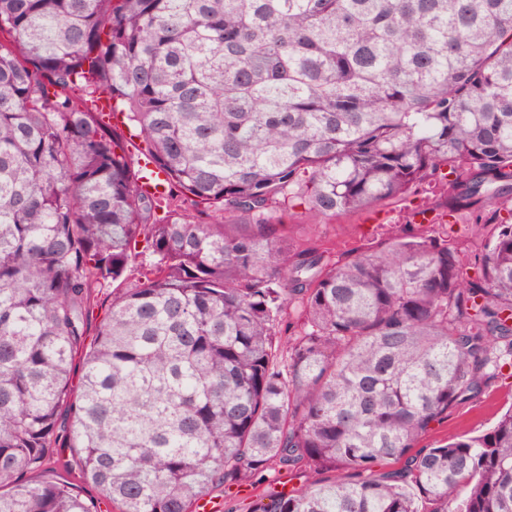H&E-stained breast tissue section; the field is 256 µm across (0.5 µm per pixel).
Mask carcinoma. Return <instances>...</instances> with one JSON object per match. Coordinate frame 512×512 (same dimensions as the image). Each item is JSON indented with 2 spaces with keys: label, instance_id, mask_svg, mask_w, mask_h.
<instances>
[{
  "label": "carcinoma",
  "instance_id": "carcinoma-1",
  "mask_svg": "<svg viewBox=\"0 0 512 512\" xmlns=\"http://www.w3.org/2000/svg\"><path fill=\"white\" fill-rule=\"evenodd\" d=\"M1 35L0 512H196L268 470L317 479L251 512H512V409L420 445L512 367V223L472 277L422 224L344 262L284 224L432 183L439 223L499 213L512 0H0Z\"/></svg>",
  "mask_w": 512,
  "mask_h": 512
}]
</instances>
